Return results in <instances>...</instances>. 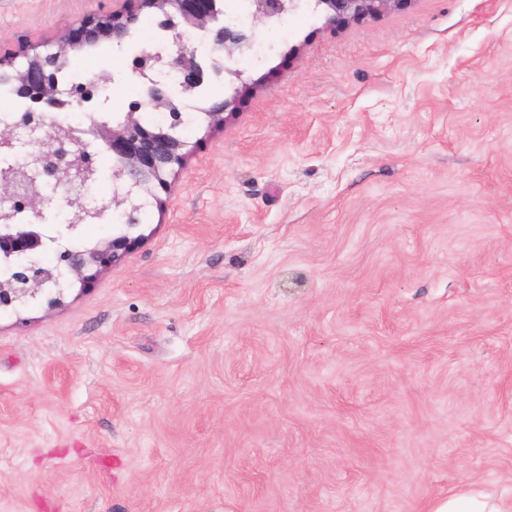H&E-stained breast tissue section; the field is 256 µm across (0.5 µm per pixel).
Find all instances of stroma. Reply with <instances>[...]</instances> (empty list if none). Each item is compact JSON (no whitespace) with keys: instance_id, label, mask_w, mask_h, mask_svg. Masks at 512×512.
<instances>
[{"instance_id":"1","label":"stroma","mask_w":512,"mask_h":512,"mask_svg":"<svg viewBox=\"0 0 512 512\" xmlns=\"http://www.w3.org/2000/svg\"><path fill=\"white\" fill-rule=\"evenodd\" d=\"M124 0H0V55ZM143 243L0 310V512L512 503V0L300 12ZM90 78L128 104L132 51Z\"/></svg>"}]
</instances>
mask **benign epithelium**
Instances as JSON below:
<instances>
[{
    "label": "benign epithelium",
    "instance_id": "1",
    "mask_svg": "<svg viewBox=\"0 0 512 512\" xmlns=\"http://www.w3.org/2000/svg\"><path fill=\"white\" fill-rule=\"evenodd\" d=\"M139 2L140 7L155 9L171 22L176 45L133 59L132 70L139 79L141 95L129 106L123 121L113 124L94 120L80 132L83 140L98 142L112 154L116 159L112 179L129 184L133 190L124 195L114 193L103 204H90L85 190L97 178L98 171L83 169L82 161L73 159L54 166L50 170L53 183L64 190L63 201L77 216L65 225L63 235L55 237L44 232V209L52 198L44 194L43 180L33 175L42 170L48 151L75 138L70 130L47 117L49 112H67L75 104L74 94L60 87L58 74L68 68L73 54L86 48L102 42L122 47L139 20V12L114 11L104 17H87L78 27L43 44L45 50L33 46L24 51L25 64L21 66L16 65L15 56H0V71L11 81L16 94L30 100L39 112V121L34 125L24 118L0 129V149L5 152L14 149L23 130L30 132L34 143V150L23 161L0 171V308L23 304L45 289L59 290L67 278L85 284L123 260L140 243L143 235L136 233V222L141 217V203L135 189L149 192L152 184L168 188V173L188 159L187 142L180 134L182 110L211 73L224 75L230 95L211 101L205 112L208 128H222L230 121L233 104L250 90V84L243 72L229 66V62L251 50L257 33L279 29L304 6L324 14L326 24L334 26L378 18L397 9L403 0H248L252 22L248 32L222 23L221 0ZM194 31L212 36L215 56L206 66L198 60L195 50L181 42L184 35ZM147 108L166 111L167 119L144 124L141 110ZM17 206L27 210V223L9 222L10 211ZM109 211L129 221L124 231L93 247L72 243L71 236L81 225L92 224ZM51 247L57 253V263L38 262Z\"/></svg>",
    "mask_w": 512,
    "mask_h": 512
}]
</instances>
